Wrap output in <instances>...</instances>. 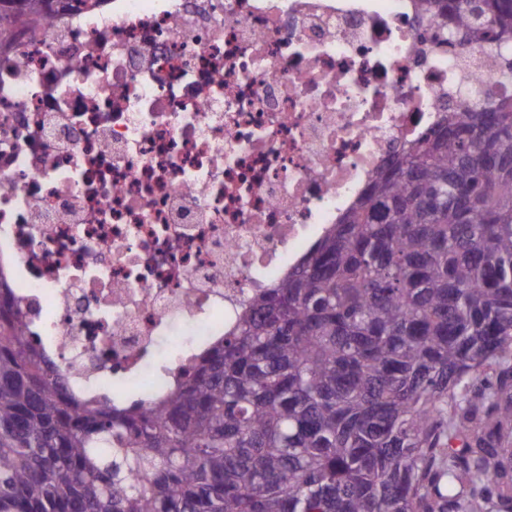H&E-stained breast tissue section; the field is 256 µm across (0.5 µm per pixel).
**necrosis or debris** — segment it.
Listing matches in <instances>:
<instances>
[{"label": "necrosis or debris", "mask_w": 512, "mask_h": 512, "mask_svg": "<svg viewBox=\"0 0 512 512\" xmlns=\"http://www.w3.org/2000/svg\"><path fill=\"white\" fill-rule=\"evenodd\" d=\"M414 0H74L0 48V276L67 388L145 405L377 172L512 90Z\"/></svg>", "instance_id": "1"}]
</instances>
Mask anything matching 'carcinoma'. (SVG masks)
Instances as JSON below:
<instances>
[{"label":"carcinoma","instance_id":"cac0c4a2","mask_svg":"<svg viewBox=\"0 0 512 512\" xmlns=\"http://www.w3.org/2000/svg\"><path fill=\"white\" fill-rule=\"evenodd\" d=\"M67 0H0V43ZM503 49L512 0H416ZM0 278V512H512V93L376 174L138 409L64 390Z\"/></svg>","mask_w":512,"mask_h":512}]
</instances>
